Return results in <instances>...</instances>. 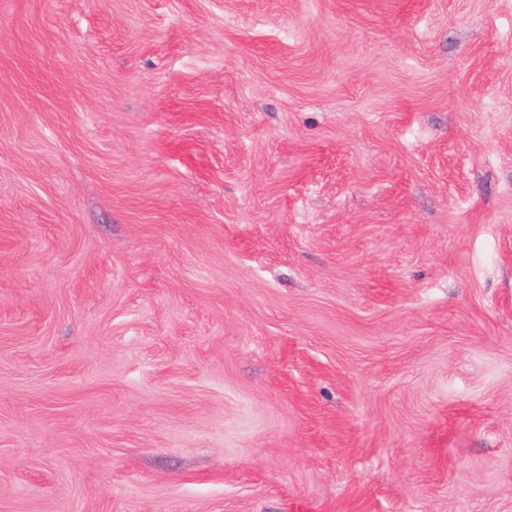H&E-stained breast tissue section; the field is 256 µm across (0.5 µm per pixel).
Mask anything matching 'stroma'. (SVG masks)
Listing matches in <instances>:
<instances>
[{
  "label": "stroma",
  "instance_id": "1",
  "mask_svg": "<svg viewBox=\"0 0 512 512\" xmlns=\"http://www.w3.org/2000/svg\"><path fill=\"white\" fill-rule=\"evenodd\" d=\"M0 512H512V0H0Z\"/></svg>",
  "mask_w": 512,
  "mask_h": 512
}]
</instances>
